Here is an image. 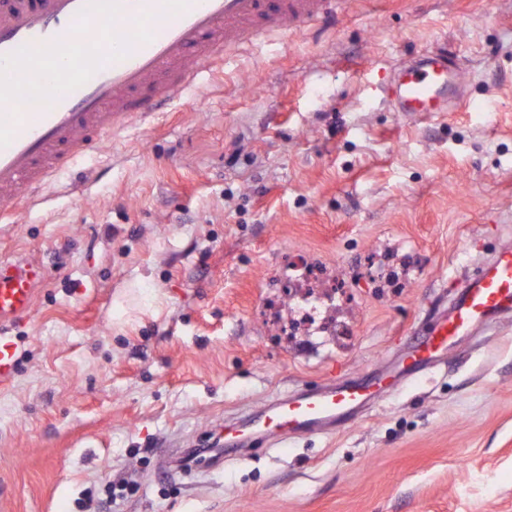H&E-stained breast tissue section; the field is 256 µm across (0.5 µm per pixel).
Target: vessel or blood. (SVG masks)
<instances>
[{
    "label": "vessel or blood",
    "instance_id": "vessel-or-blood-1",
    "mask_svg": "<svg viewBox=\"0 0 512 512\" xmlns=\"http://www.w3.org/2000/svg\"><path fill=\"white\" fill-rule=\"evenodd\" d=\"M336 0H0V220L14 218L73 157L130 120L149 123L159 105L204 69L268 36L287 37L331 16ZM54 56L56 67L41 60ZM454 53L409 57L390 75L399 112H447L461 86ZM38 265L0 261V324L30 316ZM512 313V248L503 247L463 284L402 360L396 374L352 380L272 400L224 427V445L320 433L434 365L456 337Z\"/></svg>",
    "mask_w": 512,
    "mask_h": 512
}]
</instances>
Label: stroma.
<instances>
[{
    "instance_id": "1",
    "label": "stroma",
    "mask_w": 512,
    "mask_h": 512,
    "mask_svg": "<svg viewBox=\"0 0 512 512\" xmlns=\"http://www.w3.org/2000/svg\"><path fill=\"white\" fill-rule=\"evenodd\" d=\"M443 43L467 108L394 111L384 79ZM511 242L512 0H338L256 42L0 221V260L45 272L0 327V512H512V318L333 430L224 453L271 398L396 361ZM297 250L344 280L348 348L269 321Z\"/></svg>"
}]
</instances>
